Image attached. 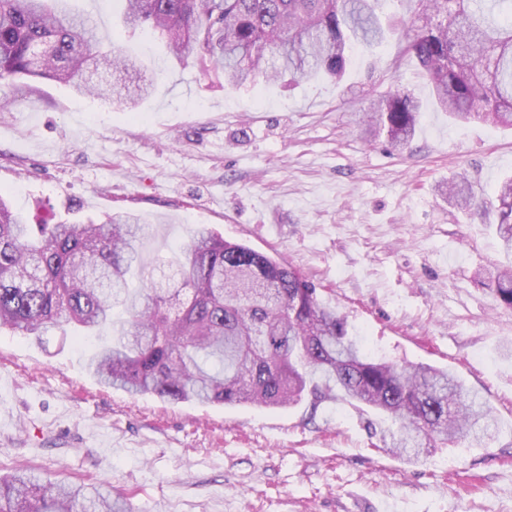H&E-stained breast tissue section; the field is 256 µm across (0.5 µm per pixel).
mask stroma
<instances>
[{
  "instance_id": "1",
  "label": "stroma",
  "mask_w": 512,
  "mask_h": 512,
  "mask_svg": "<svg viewBox=\"0 0 512 512\" xmlns=\"http://www.w3.org/2000/svg\"><path fill=\"white\" fill-rule=\"evenodd\" d=\"M106 43L139 54L156 90L135 109L16 79L0 108V193L39 223L131 212L152 224L145 263L197 225L284 259L375 357L445 368L495 410L492 439L413 462L376 448L388 427L350 404L286 408L132 397L87 368L99 345L0 332V478L60 472L131 512H512V309L481 268L505 265L479 197L512 175V128L459 126L434 101L401 34L353 47L341 83L257 78L246 88L127 37L120 0H69ZM421 105L406 149L366 134L373 100Z\"/></svg>"
}]
</instances>
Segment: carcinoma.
I'll use <instances>...</instances> for the list:
<instances>
[{"label": "carcinoma", "instance_id": "obj_1", "mask_svg": "<svg viewBox=\"0 0 512 512\" xmlns=\"http://www.w3.org/2000/svg\"><path fill=\"white\" fill-rule=\"evenodd\" d=\"M380 0H122L129 31L150 28L178 60L193 57L238 88L261 75L343 78L355 44L385 39ZM423 24L403 32L406 52L455 121L512 127V0H417ZM37 46L49 50L34 60ZM92 67L139 71L114 51L96 19L67 0H0V87L46 79L103 97L82 79ZM417 100L394 91L373 105L370 125L397 147L412 140ZM448 196L468 207L461 176ZM496 233L512 252V178L498 188ZM148 226L134 214L100 223L28 224L0 194V331L45 336L72 326L110 340L89 359L98 380L132 396L172 402L290 407L345 401L396 429L383 448L419 460L436 443L491 436V406L452 372L368 356L347 320L288 264L197 227L168 262L147 265ZM488 279L512 308V266ZM0 512H129L124 500L23 473L0 479Z\"/></svg>", "mask_w": 512, "mask_h": 512}]
</instances>
